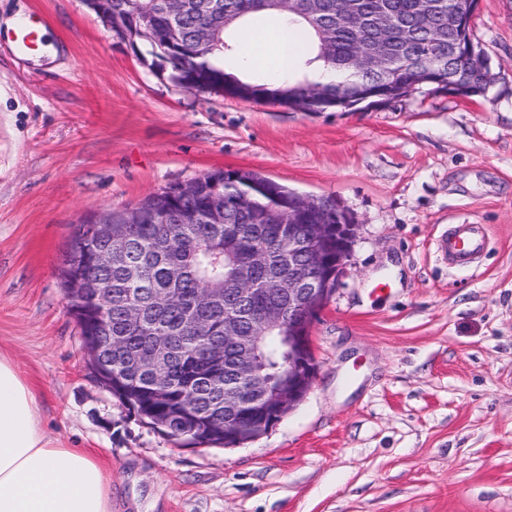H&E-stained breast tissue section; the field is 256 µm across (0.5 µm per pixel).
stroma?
Listing matches in <instances>:
<instances>
[{
  "label": "stroma",
  "mask_w": 512,
  "mask_h": 512,
  "mask_svg": "<svg viewBox=\"0 0 512 512\" xmlns=\"http://www.w3.org/2000/svg\"><path fill=\"white\" fill-rule=\"evenodd\" d=\"M20 3L62 51L0 40V353L47 435L101 462L112 512H512V0L472 23L499 75L486 94L355 112L189 90L84 0L0 14ZM216 169L332 198L359 230L304 401L255 442L193 448L93 376L60 269L91 209ZM455 224L486 226L478 265L435 255Z\"/></svg>",
  "instance_id": "stroma-1"
}]
</instances>
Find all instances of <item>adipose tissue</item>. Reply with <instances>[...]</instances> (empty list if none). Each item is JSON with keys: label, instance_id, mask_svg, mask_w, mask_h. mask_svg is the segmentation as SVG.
Wrapping results in <instances>:
<instances>
[{"label": "adipose tissue", "instance_id": "obj_1", "mask_svg": "<svg viewBox=\"0 0 512 512\" xmlns=\"http://www.w3.org/2000/svg\"><path fill=\"white\" fill-rule=\"evenodd\" d=\"M294 32L281 24L269 34L268 57L237 44L238 73L265 69L287 77L307 55L287 47ZM0 512H112V483L79 448L58 446L44 431L40 402L18 363L0 354Z\"/></svg>", "mask_w": 512, "mask_h": 512}]
</instances>
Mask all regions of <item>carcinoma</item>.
I'll return each mask as SVG.
<instances>
[{
  "mask_svg": "<svg viewBox=\"0 0 512 512\" xmlns=\"http://www.w3.org/2000/svg\"><path fill=\"white\" fill-rule=\"evenodd\" d=\"M217 8L200 11L194 0H182L175 21L188 52L169 53L163 34L170 25L167 0H112L113 20L139 9L145 20L129 33L131 47L140 43L170 67L173 81L196 86L194 75H206L211 87L224 94L281 105L309 106L317 112L336 107L349 112L355 98L372 92L377 100L394 101L433 66L449 74L461 66L448 60V44L458 30L451 18L458 0H321V9L309 14L307 0L268 4L256 0H216ZM429 24H413L417 10ZM390 16L387 50L378 72L357 69L362 41L372 34V22L381 13ZM285 16L298 27L303 48L312 60L348 78L321 88L280 82L264 74L242 81L224 70V55L212 50L225 46L228 30L245 28L260 17ZM194 192L183 196L171 184L133 206L140 223L129 224L130 215L112 214V227L124 240V250L112 252V264L97 259L107 241L97 236L95 225L81 224L74 231L70 250L78 253L67 265L69 276L87 290L100 280L111 282L105 296L88 295L89 304L73 312L83 345L97 343L112 351V388L119 401L141 422L192 445L211 443L210 426H228L243 435L263 422L261 410L267 392L288 368L287 351L279 328L266 329L262 311L275 303L288 310V220L324 224L336 211L328 197L312 200L308 213L299 215V196L252 172L237 171L236 179L222 170L192 180ZM251 190L250 204L224 212L221 224L192 219L195 211L212 200L215 192L232 198ZM253 289L247 299L242 289ZM234 320L244 330L266 332L257 355L246 361L243 353L224 340V321ZM160 341L169 345L170 379L155 383L140 360L149 357ZM240 400L231 417L224 400Z\"/></svg>",
  "mask_w": 512,
  "mask_h": 512,
  "instance_id": "1",
  "label": "carcinoma"
}]
</instances>
